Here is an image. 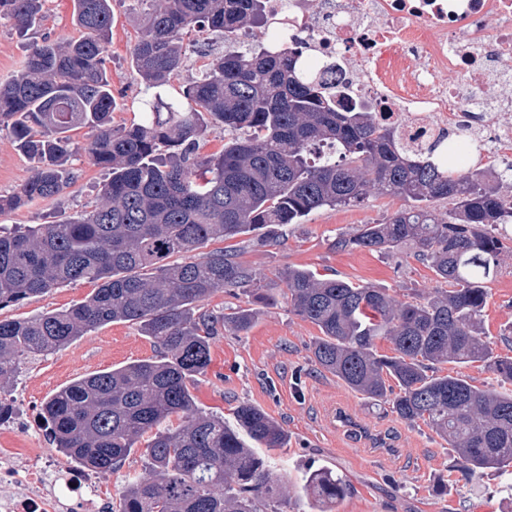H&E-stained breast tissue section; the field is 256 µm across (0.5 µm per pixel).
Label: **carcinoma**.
Masks as SVG:
<instances>
[{
	"mask_svg": "<svg viewBox=\"0 0 512 512\" xmlns=\"http://www.w3.org/2000/svg\"><path fill=\"white\" fill-rule=\"evenodd\" d=\"M144 28L130 52L141 79L140 121L116 125L119 108L106 63L112 0H74L81 32L45 38L20 72L0 86V125L36 162L0 214L51 200L76 178L82 152L108 172L96 204L72 219L0 235V309L76 281L98 285L85 301L28 319H0V389L22 361L47 355L110 322L140 325L160 355L90 374L43 407L55 448L70 461L113 471L151 435L146 472L128 481L117 512H288V486L250 447L283 448L288 432L261 408L241 403L235 425L195 409L190 382L210 362V339L224 327L247 332L256 312L204 309L216 291L276 298L258 286L234 246L213 241L254 235L276 243L283 228L322 208L352 207L378 193L405 201L374 224L336 238V249L389 255L409 247L443 284L412 301L388 289L283 272L284 296L320 332L313 358L364 398L390 403L448 442L459 472L512 468V355L495 351L483 325L488 282L512 247V162L457 169L435 147L413 150L363 108L336 107V67L309 68L297 52L240 33L271 27L266 0H141ZM45 0H0V17L19 37L40 28ZM224 38L178 97L167 89L184 67L191 31ZM91 129L79 144L72 133ZM224 135V149L201 151ZM439 200L449 207L440 211ZM391 344L380 354L376 340ZM479 364L495 387L442 367ZM178 418L172 425L171 419ZM312 512H332L351 485L310 469Z\"/></svg>",
	"mask_w": 512,
	"mask_h": 512,
	"instance_id": "1",
	"label": "carcinoma"
}]
</instances>
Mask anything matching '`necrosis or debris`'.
Returning a JSON list of instances; mask_svg holds the SVG:
<instances>
[{"label":"necrosis or debris","mask_w":512,"mask_h":512,"mask_svg":"<svg viewBox=\"0 0 512 512\" xmlns=\"http://www.w3.org/2000/svg\"><path fill=\"white\" fill-rule=\"evenodd\" d=\"M283 21L273 38L302 36L304 60L335 65L336 101L365 108L417 151L449 136L462 158L474 144L485 160L512 161V0H268ZM457 73L463 84L439 81ZM25 485L26 495L13 492ZM101 478L51 456L18 468L0 451V512H106Z\"/></svg>","instance_id":"1"}]
</instances>
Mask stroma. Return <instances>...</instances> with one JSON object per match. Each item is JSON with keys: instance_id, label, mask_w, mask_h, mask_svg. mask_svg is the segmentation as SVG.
Returning <instances> with one entry per match:
<instances>
[{"instance_id": "obj_1", "label": "stroma", "mask_w": 512, "mask_h": 512, "mask_svg": "<svg viewBox=\"0 0 512 512\" xmlns=\"http://www.w3.org/2000/svg\"><path fill=\"white\" fill-rule=\"evenodd\" d=\"M112 9L108 74L113 90L121 94L114 114L121 125L139 117L140 79L128 60L144 14L137 0H114ZM28 46L13 21L0 18V81L21 70ZM33 168V160L17 148L9 128L0 126V195L16 191ZM75 168L76 181L55 199L0 215V231L63 222L90 209L105 174L83 155ZM403 205L398 197L382 195L370 197L361 207L324 208L304 223L290 225L282 243L261 246L244 241L241 259L264 287L278 291L284 287L282 272L301 266L387 288L399 299L410 300L414 291L437 285L426 262L407 250L382 256L334 245L339 233L381 221ZM93 289L87 281L67 283L1 309L0 319L63 310ZM483 321L497 352L511 351L501 340L512 326L510 260L489 284ZM318 334V328L293 313L286 301L260 308L248 332L223 330L211 338L210 363L190 384L200 410L228 416L239 403L248 402L284 425L288 443L272 450L269 461L291 482L288 512H308L303 476L307 469L321 466L352 486L333 512H512L511 476L488 470L472 481L462 480L454 452L425 424L400 420L389 404L363 399L315 364L311 347ZM156 354L139 325L119 322L100 326L58 352L26 359L12 386L0 395L13 410L12 420L0 425V449L11 450L21 466L34 456L54 453L41 413L55 392L84 375Z\"/></svg>"}]
</instances>
